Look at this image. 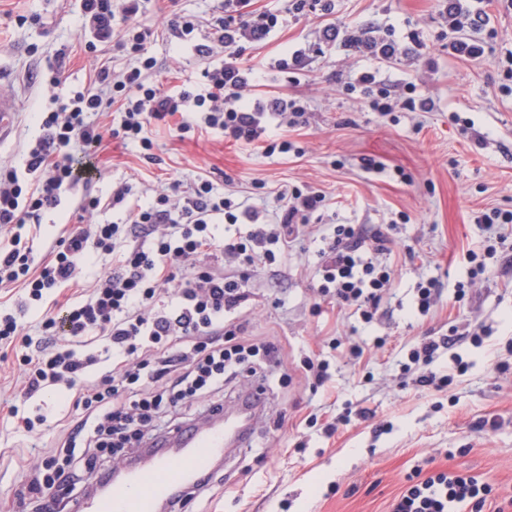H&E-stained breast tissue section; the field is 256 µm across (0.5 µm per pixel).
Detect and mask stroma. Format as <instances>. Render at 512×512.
<instances>
[{
  "label": "stroma",
  "instance_id": "1",
  "mask_svg": "<svg viewBox=\"0 0 512 512\" xmlns=\"http://www.w3.org/2000/svg\"><path fill=\"white\" fill-rule=\"evenodd\" d=\"M217 0H145L146 21L156 32L148 45L163 89L194 81L202 62L188 47H174L158 27L174 14L210 18ZM487 28L441 33L435 22L438 0H336V17L346 22L394 25L399 33L420 32L418 62L383 64V76L413 83L419 95L432 96V112L401 110L383 116L359 94L348 93L347 78L358 71L339 48L313 51L307 69L286 79L273 64L284 49L315 40L329 19L314 13L287 17L264 45L244 50L245 64L259 67L250 96H283L307 102V120L271 127L272 140L292 142L296 150L266 154L258 144H235L218 135L178 137L175 123L147 129L153 143L144 152L134 142L113 143L99 157L91 191L108 196L113 184L126 182L133 196L146 199L171 184L188 189L198 177L215 190L246 196L274 211L280 191L292 187L322 190L328 205L318 213L323 234L337 224H360L367 231L388 230L393 287L380 320L364 323L351 310L315 299L309 284L321 242L308 238L290 250L278 274L254 267L250 297L241 309L251 338L277 341L284 365L270 376L268 415L255 428L248 449L224 464L229 479L214 486L184 512H390L391 504L415 469L446 470L490 484L494 497L484 512H512V370L499 373L498 362L511 354L512 224L485 278L470 281L469 249L483 240L478 212L512 210V94L497 65L512 49V5L488 0ZM26 23H17V15ZM477 37L481 60L464 61L448 53L455 40ZM64 53L66 80L60 95L87 84L95 64L84 52L78 0H0V82L15 94L19 117L0 140V165L18 166L38 129L35 112L47 106L37 71ZM434 68H427V61ZM474 125L486 138L475 145L462 129ZM381 169L369 172L366 160ZM73 199L44 219L34 248L50 256L57 239L78 230ZM112 269V257L95 255L82 265L78 280L61 286L29 309L23 333L38 336L44 314L85 300L95 282ZM442 282L439 303L425 316L414 308L420 280ZM470 282L464 299L456 286ZM484 327L483 344L465 339L444 354L439 366L452 378L435 389L406 382L403 365L410 350L433 332ZM363 347L361 359L346 344ZM19 343L0 342V512H15L14 493L24 472L38 465L43 445L66 425L73 405L57 390L21 402L22 379L16 357ZM329 362L330 378L314 387L303 368L305 358ZM466 371H458L454 358ZM366 409V418L343 425L345 404ZM18 416H11V406ZM316 426H308L309 415ZM34 419L33 430L19 417Z\"/></svg>",
  "mask_w": 512,
  "mask_h": 512
}]
</instances>
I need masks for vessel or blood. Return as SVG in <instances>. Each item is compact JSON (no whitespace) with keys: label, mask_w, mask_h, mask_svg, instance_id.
Here are the masks:
<instances>
[{"label":"vessel or blood","mask_w":512,"mask_h":512,"mask_svg":"<svg viewBox=\"0 0 512 512\" xmlns=\"http://www.w3.org/2000/svg\"><path fill=\"white\" fill-rule=\"evenodd\" d=\"M16 102L12 90L0 84V139L12 129ZM242 429L241 416H229L201 429L184 431L174 439L178 451L173 455L154 454L127 473L113 486L108 499L93 498L78 503L76 512H154L159 500L175 495L177 489L196 483L223 457L225 447L235 443Z\"/></svg>","instance_id":"b4317fda"}]
</instances>
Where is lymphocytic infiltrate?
<instances>
[{
	"instance_id": "obj_1",
	"label": "lymphocytic infiltrate",
	"mask_w": 512,
	"mask_h": 512,
	"mask_svg": "<svg viewBox=\"0 0 512 512\" xmlns=\"http://www.w3.org/2000/svg\"><path fill=\"white\" fill-rule=\"evenodd\" d=\"M142 0H80L86 50L96 59L88 84L69 98L51 96L49 110L38 115L39 134L29 145L23 168L0 166V231L8 237L0 249V284H21L20 310L41 301L44 293L76 279L81 264L96 252H120L112 271L99 278L89 298L66 307L63 319L46 317L43 335L22 339L19 361L26 366L22 399L61 385L73 394L79 415L73 419L42 468L29 471L16 498L22 512H59L78 492L86 473L104 469L107 456L134 452L145 441L160 444L164 434L183 430L188 407L207 402L203 419L222 414L225 388L254 383L252 408H264L269 371L281 367V347L253 343L236 312L248 300L254 266L277 267L292 247L310 235L311 217L324 208L322 191L298 187L281 192L271 220L246 199L217 195L213 183L198 178L181 195L158 193L144 205H130L132 187L122 182L108 198L88 193L97 174L95 160L109 141L152 143L151 124L181 112L195 116L179 133L215 132L250 144L269 126L302 123L307 108L283 97L253 98L256 78L241 62L245 46L268 42L283 23L277 11L251 9V0H221L207 24L190 15L166 22L176 43L192 42L205 60L198 82L176 91L163 90L152 75L158 67L146 41L153 34L143 21ZM437 22L452 32L482 31L489 15L477 0H441ZM205 30L203 42L195 33ZM317 40L336 45L347 56L365 62L348 91H361L372 111L386 115L401 108L431 112L430 96L406 97L397 84L372 68L375 60L409 57L420 45L418 32L397 37L374 24H327ZM117 48L136 59V66L115 69L107 56ZM118 109V127L96 124L95 115ZM77 198L80 214L101 207L127 211L124 225L94 224L60 239L49 261L35 263L24 240L26 225L41 223L64 197ZM224 225L216 238V225ZM313 289L324 300L353 310L373 322L392 287V269L385 256L390 239L383 231L365 234L353 224L335 225L323 236ZM216 248L215 265L199 267L205 251ZM178 282L174 294L166 284ZM97 335L114 361L112 371L89 384V370L98 355L79 349L78 339ZM461 336L449 332L426 337L409 362L415 381L446 386L449 375L435 370L441 353ZM493 488L472 478L440 470L414 473L391 505V512H456L466 505L483 512Z\"/></svg>"
}]
</instances>
